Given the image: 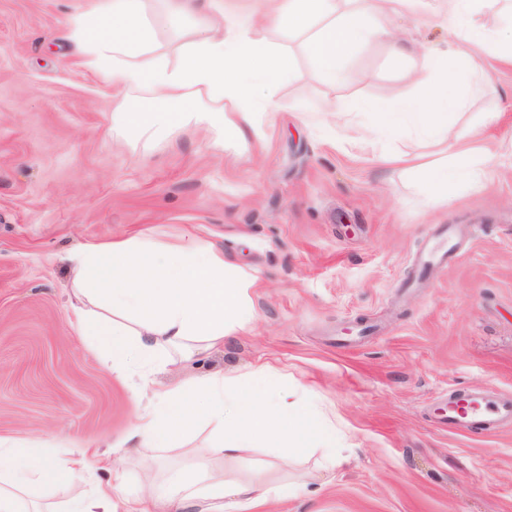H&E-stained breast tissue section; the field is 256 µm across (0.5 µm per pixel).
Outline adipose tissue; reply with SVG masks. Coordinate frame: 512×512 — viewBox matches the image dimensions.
I'll return each instance as SVG.
<instances>
[{
  "mask_svg": "<svg viewBox=\"0 0 512 512\" xmlns=\"http://www.w3.org/2000/svg\"><path fill=\"white\" fill-rule=\"evenodd\" d=\"M170 25L182 37L177 65H170L150 37L141 0H86L74 17L72 38L103 66V75L118 94H136L134 103L117 110L112 122L134 136L194 125L217 135L219 141L246 140L255 128L250 109L241 100L256 98L273 106L281 75L296 79L287 56H273L249 36L239 21V0H159ZM339 10L337 0H265L263 20L275 28L302 31L317 66L336 75L337 58L357 44L388 42L395 55L407 54L389 19L417 12L421 0H350ZM475 0H437L436 14L450 30L447 49L428 50L445 79H417L421 100L398 105L382 101L331 104L339 114L375 112L379 129L410 124L434 143L452 151L449 163L420 164L419 181L429 199L448 195L452 176L476 177L486 155L473 148L479 131L456 132L449 121L465 105L462 88L482 74L484 56L512 65V31L473 21ZM203 17L202 26L191 25ZM234 108L225 109V100ZM72 285L79 303L74 308L78 328L86 335L112 339V368L141 371L137 395H149L134 426L136 447L117 449L118 459L146 461L159 448L179 445L195 426L212 431L214 459H242L252 447L274 443L299 455L311 439L310 416L301 414L295 389L269 385L268 365L246 375L217 372L200 380L154 387L151 371L173 360H190L250 328L254 276L235 268L223 251L184 245L155 246L143 241L115 239L89 244L70 257ZM325 448L336 441V428L319 419ZM47 451L36 441L0 443V512H31V483L55 478ZM279 483L256 473L225 476L212 463L196 464L145 485L140 494L120 493L94 482L63 505L62 512H251L259 502L280 495Z\"/></svg>",
  "mask_w": 512,
  "mask_h": 512,
  "instance_id": "1",
  "label": "adipose tissue"
}]
</instances>
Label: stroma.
<instances>
[{
    "instance_id": "stroma-1",
    "label": "stroma",
    "mask_w": 512,
    "mask_h": 512,
    "mask_svg": "<svg viewBox=\"0 0 512 512\" xmlns=\"http://www.w3.org/2000/svg\"><path fill=\"white\" fill-rule=\"evenodd\" d=\"M84 0H0V438L34 439L65 464L74 448L127 445L143 405L138 375L112 370L104 337L74 325L67 257L89 242L141 236L221 249L256 274L251 329L155 382L266 363L336 425V467L254 448L237 476L273 463L283 494L253 512H512V428L449 432V392L512 398V67L485 59L493 92L474 94L458 129L489 151L478 181H452L433 203L417 163L448 154L411 128L331 141L314 119L332 100L421 93L422 49L448 40L435 0L394 25L412 51L355 46L328 80L304 36L266 26L241 0L252 36L287 50L301 78L275 107L251 102L257 136L216 149L188 128L131 139L112 126L118 100L68 37ZM455 259L420 272L436 242ZM209 429L151 465L102 471L138 492L162 473L209 461ZM311 473L296 488V474Z\"/></svg>"
}]
</instances>
